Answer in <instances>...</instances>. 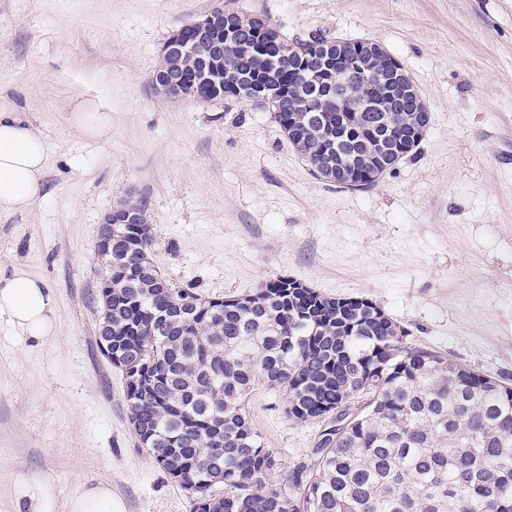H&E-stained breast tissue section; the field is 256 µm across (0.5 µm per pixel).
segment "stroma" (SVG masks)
<instances>
[{
	"mask_svg": "<svg viewBox=\"0 0 512 512\" xmlns=\"http://www.w3.org/2000/svg\"><path fill=\"white\" fill-rule=\"evenodd\" d=\"M224 6L288 40L380 43L432 116L421 143L374 186L316 177L270 113L234 97L170 101L151 77L169 35ZM0 94L47 143L43 189L0 213V274L22 268L55 298L36 341L0 318V512H65L105 483L126 512H194L142 448L121 372L100 354L95 245L103 216L144 199L153 258L204 299L294 278L362 297L415 346L512 384V0H0ZM112 137L73 124L87 106ZM256 383L244 408L288 485L321 426L289 418ZM54 493L35 502L37 481ZM72 121L88 138L106 142L111 137L112 116L108 113L77 112Z\"/></svg>",
	"mask_w": 512,
	"mask_h": 512,
	"instance_id": "obj_1",
	"label": "stroma"
}]
</instances>
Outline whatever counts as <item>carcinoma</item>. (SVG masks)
<instances>
[{
  "instance_id": "carcinoma-1",
  "label": "carcinoma",
  "mask_w": 512,
  "mask_h": 512,
  "mask_svg": "<svg viewBox=\"0 0 512 512\" xmlns=\"http://www.w3.org/2000/svg\"><path fill=\"white\" fill-rule=\"evenodd\" d=\"M253 39L241 28L224 63L278 89L267 111L282 130L301 128L295 147L321 178L336 113L297 114V75L274 53L253 56ZM392 117L397 149L430 112L405 100ZM380 133L370 113H356L350 139L360 152ZM153 246L152 225L117 227L110 287L95 300L112 296V340L137 375L127 385L141 395L127 408L137 434L165 472L195 483L196 512H512V387L396 337L401 328L376 319L364 298H328L283 278L157 321L156 311L197 295L163 289L147 260ZM257 381L284 390L298 422L331 412L354 387L369 386L372 398L277 490L265 482L275 457L242 408Z\"/></svg>"
}]
</instances>
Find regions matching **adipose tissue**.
<instances>
[{"label":"adipose tissue","mask_w":512,"mask_h":512,"mask_svg":"<svg viewBox=\"0 0 512 512\" xmlns=\"http://www.w3.org/2000/svg\"><path fill=\"white\" fill-rule=\"evenodd\" d=\"M46 143L25 112L0 101V213L27 210L43 187ZM40 340L55 331L54 296L25 270L0 276V317Z\"/></svg>","instance_id":"obj_1"}]
</instances>
